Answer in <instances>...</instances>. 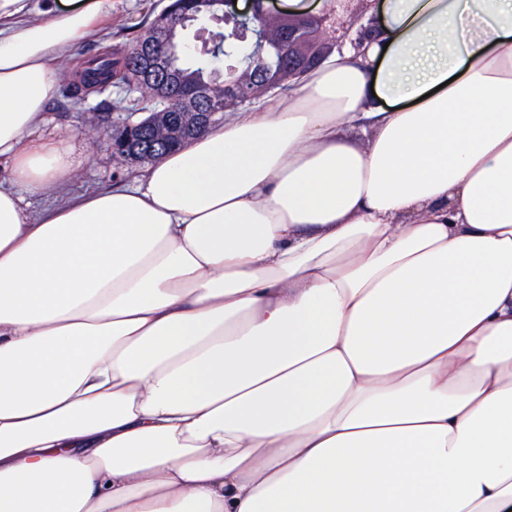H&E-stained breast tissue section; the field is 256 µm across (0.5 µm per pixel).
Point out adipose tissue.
Listing matches in <instances>:
<instances>
[{"label": "adipose tissue", "instance_id": "obj_1", "mask_svg": "<svg viewBox=\"0 0 512 512\" xmlns=\"http://www.w3.org/2000/svg\"><path fill=\"white\" fill-rule=\"evenodd\" d=\"M367 3L290 95L35 213L105 0H0V512H512V0Z\"/></svg>", "mask_w": 512, "mask_h": 512}]
</instances>
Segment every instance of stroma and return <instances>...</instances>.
Instances as JSON below:
<instances>
[{
  "instance_id": "stroma-1",
  "label": "stroma",
  "mask_w": 512,
  "mask_h": 512,
  "mask_svg": "<svg viewBox=\"0 0 512 512\" xmlns=\"http://www.w3.org/2000/svg\"><path fill=\"white\" fill-rule=\"evenodd\" d=\"M169 0H108L110 24L82 36L75 44L72 59L86 61L98 54L101 47L127 46L140 31L143 23L155 18ZM322 18L326 39L332 51H340L343 39L339 28L357 31L368 22L362 0H347L341 17L329 16L326 9H316ZM68 79H59L58 90L42 119L31 129L33 139L60 142L68 149L77 170L75 179L62 190L45 196L28 193L24 201L31 211L40 210L48 201L62 202L90 190H107L118 184L131 183L134 171H120L112 156V143L102 133L109 125L113 112L107 104L112 91L90 93L80 108H72L68 93Z\"/></svg>"
}]
</instances>
